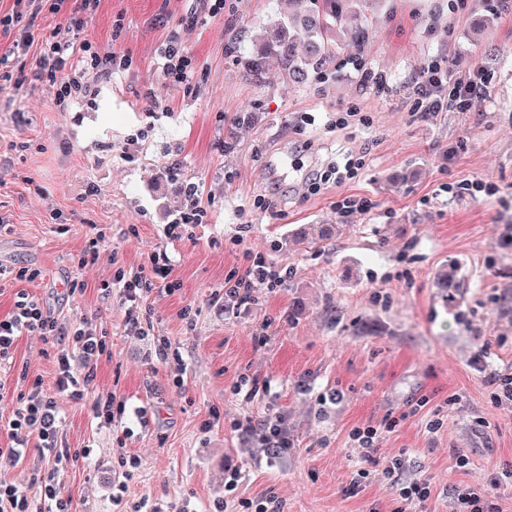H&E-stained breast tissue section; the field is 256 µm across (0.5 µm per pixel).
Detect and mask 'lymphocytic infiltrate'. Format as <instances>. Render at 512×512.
<instances>
[{
	"mask_svg": "<svg viewBox=\"0 0 512 512\" xmlns=\"http://www.w3.org/2000/svg\"><path fill=\"white\" fill-rule=\"evenodd\" d=\"M99 6V0H15L11 12L0 15V30L18 31L15 42L22 54H34L29 69L34 81L53 79L58 85L57 100L70 103L74 100H92L100 79L111 76L113 71L127 67V56L112 52L99 53L85 39L63 45L53 37L38 32L36 20L42 12H50L66 19L69 28L81 31L84 24ZM488 78L479 70L464 78L451 79L444 59L430 61L423 70L422 80L415 89L416 102L424 117L453 109L470 111L474 102L486 96ZM172 267L169 263L152 261L150 267L133 276L116 273L113 280L104 283V292L118 290L126 302V322L131 331L141 329L140 306L151 286L173 287ZM284 278L272 270L259 256H247L242 272L226 277L224 297L235 305H243L252 298L257 286L281 287ZM39 332L55 339H71L73 349L86 362L84 373H76L71 365V351H61L57 357L58 374L55 393H68L76 401L85 399L94 389L97 377L91 359L106 351L102 336L90 325L70 329L45 313L38 298L27 291H18L12 310L0 318V363L12 357L18 338L27 332ZM48 394L41 380H33L26 395L21 396L9 413L0 416V434L7 436L9 447L0 448V459L18 461L29 454L27 436L37 433L40 440L43 473L37 477L33 490H23L16 485L0 481V512H72V499L66 495L60 476L70 462L67 451L58 447L60 418L54 398Z\"/></svg>",
	"mask_w": 512,
	"mask_h": 512,
	"instance_id": "obj_1",
	"label": "lymphocytic infiltrate"
}]
</instances>
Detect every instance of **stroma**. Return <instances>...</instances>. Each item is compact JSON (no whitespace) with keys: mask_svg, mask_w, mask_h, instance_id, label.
<instances>
[{"mask_svg":"<svg viewBox=\"0 0 512 512\" xmlns=\"http://www.w3.org/2000/svg\"><path fill=\"white\" fill-rule=\"evenodd\" d=\"M229 3L188 30L178 19L192 0H100L81 36L130 64L87 103L62 108L49 83L0 77V213L10 218L0 264L36 274L0 288V317L23 289L66 326L92 322L106 342L98 391L147 410L145 423L101 427L91 399L58 396L61 444L77 455L64 477L74 512H254L269 495L281 512H448L462 486L512 512V480L492 482L512 464V408L493 404L470 365L481 350L490 369L512 364V0H382L348 16L346 28L367 29L361 55L386 74L381 92L344 63L299 89L273 57L263 82L250 81L245 57L292 5ZM169 40L195 57L188 83L161 77ZM437 58L455 75L482 69L487 98L422 119L414 87ZM348 110L359 121L336 127ZM348 155L366 162L355 179L308 190L310 170ZM476 180L495 193L470 189ZM191 183L207 221L170 239ZM258 194L273 197V212L251 208ZM346 196L373 207L340 216ZM338 223L340 236L321 238V225ZM93 224L106 235L95 259ZM304 224L308 240L284 246ZM248 253L288 278L235 307L224 279ZM159 254L179 287L147 294L137 336L101 286ZM75 281L82 291L71 292ZM58 350L21 336L0 367L10 396L37 378L53 391ZM243 378L249 391L235 392ZM275 415L288 451L237 429ZM366 426L378 431L374 461L353 495L362 450L351 432ZM396 458L404 478L426 480L427 501L407 504L384 477Z\"/></svg>","mask_w":512,"mask_h":512,"instance_id":"1","label":"stroma"}]
</instances>
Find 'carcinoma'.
<instances>
[{
  "mask_svg": "<svg viewBox=\"0 0 512 512\" xmlns=\"http://www.w3.org/2000/svg\"><path fill=\"white\" fill-rule=\"evenodd\" d=\"M295 10L291 19L271 23L272 36L266 52L277 57L282 70L293 83L303 86L323 77L330 69L359 54L360 36L340 39L338 25L351 0H291ZM247 77L264 79V56L244 61Z\"/></svg>",
  "mask_w": 512,
  "mask_h": 512,
  "instance_id": "1",
  "label": "carcinoma"
}]
</instances>
